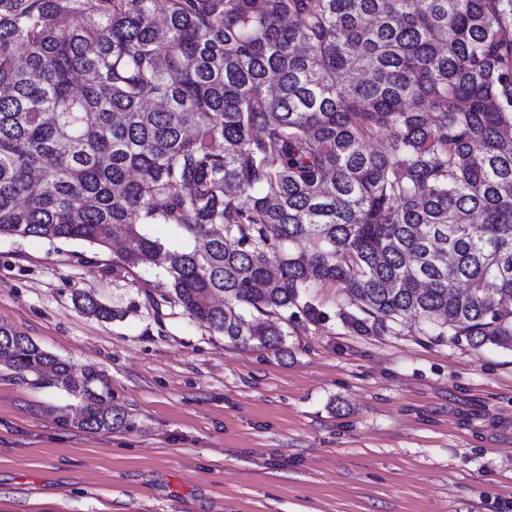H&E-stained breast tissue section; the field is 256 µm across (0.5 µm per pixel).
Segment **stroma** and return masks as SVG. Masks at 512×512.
<instances>
[{
  "label": "stroma",
  "mask_w": 512,
  "mask_h": 512,
  "mask_svg": "<svg viewBox=\"0 0 512 512\" xmlns=\"http://www.w3.org/2000/svg\"><path fill=\"white\" fill-rule=\"evenodd\" d=\"M0 238V324L93 367L132 425L89 433L62 384L0 367V512H512V351L419 326L291 327L280 355L153 313L155 266ZM122 310L81 313L76 293Z\"/></svg>",
  "instance_id": "35a3bbf8"
}]
</instances>
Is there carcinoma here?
Masks as SVG:
<instances>
[{
    "label": "carcinoma",
    "mask_w": 512,
    "mask_h": 512,
    "mask_svg": "<svg viewBox=\"0 0 512 512\" xmlns=\"http://www.w3.org/2000/svg\"><path fill=\"white\" fill-rule=\"evenodd\" d=\"M118 236L234 345L288 354L330 285L360 334L512 351V0H0V238ZM0 363L130 425L4 325Z\"/></svg>",
    "instance_id": "obj_1"
}]
</instances>
